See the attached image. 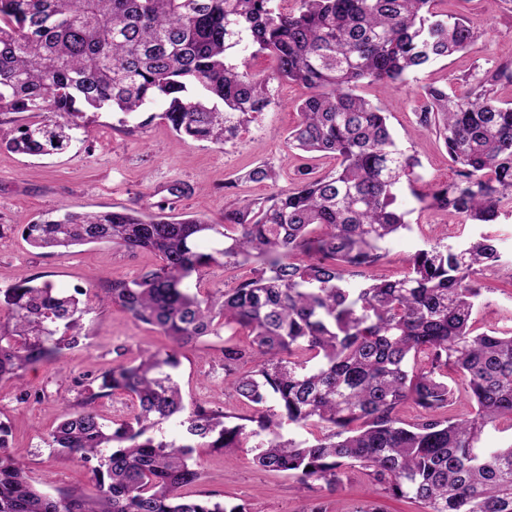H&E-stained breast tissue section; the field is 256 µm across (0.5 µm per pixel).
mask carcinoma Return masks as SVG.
<instances>
[{"instance_id":"carcinoma-1","label":"carcinoma","mask_w":512,"mask_h":512,"mask_svg":"<svg viewBox=\"0 0 512 512\" xmlns=\"http://www.w3.org/2000/svg\"><path fill=\"white\" fill-rule=\"evenodd\" d=\"M286 2L0 0V114L33 118L8 132L14 152L64 151L89 112H119L125 123L158 107L177 134L222 147L280 105L271 85L286 81L309 90L289 148L336 161L322 176L301 167L285 186L275 169L253 167L243 178L269 181L273 192L224 211L222 224L174 216L161 201L147 214L66 209L23 225L35 248L110 244L149 252L159 265L95 293L34 277L1 288L0 378L20 379L76 342L92 310L83 295L120 305L172 346L98 373V391L50 434L52 451L92 465L88 489L36 488L0 421V512H248L182 493L200 478L189 465L198 449L247 446L260 468L330 490L360 467L372 492L422 512H512V443L478 447L487 427L512 428V329L483 331L476 318L491 291L483 272L503 262L496 239L436 242L400 278L351 281L410 229L405 191L420 210L449 208L461 224L512 213V103L496 95L512 83V64L473 69L463 96L424 87L414 133L434 134L456 170L452 182L433 184L365 89L396 88L430 62L468 52L481 30L439 8L444 0ZM261 53L276 61L266 74L250 68ZM212 264H253L255 276L202 288L198 275ZM236 326L250 340L224 344V382L252 413L186 408L181 349ZM450 370L465 384L467 417L453 413ZM118 389L137 411L108 423L96 403ZM407 404L419 409L412 421L400 415ZM286 426L302 436L284 435Z\"/></svg>"}]
</instances>
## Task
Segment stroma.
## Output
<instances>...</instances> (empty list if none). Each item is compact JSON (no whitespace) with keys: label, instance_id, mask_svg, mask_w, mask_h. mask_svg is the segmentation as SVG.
<instances>
[{"label":"stroma","instance_id":"1","mask_svg":"<svg viewBox=\"0 0 512 512\" xmlns=\"http://www.w3.org/2000/svg\"><path fill=\"white\" fill-rule=\"evenodd\" d=\"M448 9L483 25L485 37L469 53L428 64L400 89L368 92L389 112L399 144L420 159L426 179L436 183L455 177L446 152L433 134L406 136L415 110L424 104L423 87L445 84L461 95L466 91L464 77L473 68L512 61V0H500L492 9L484 0H450ZM273 93L279 107L259 116L221 148L180 138L158 118L131 129L109 112L92 117L86 133L59 154L27 157L0 147V288L22 276H36L69 291L91 285L103 288L109 281L130 280L158 265L151 253H131L109 244L63 253L30 247L21 237L20 225L57 210L92 212L125 206L149 212L155 203L169 198V188L176 185L183 194L174 199V212L200 215L219 224L225 210L235 207L239 199L268 196V183L242 182L239 174L264 163L290 176L304 163L289 151L287 137L300 119L296 105L307 91L282 82L274 85ZM403 204L411 228L391 240L387 257L372 269L374 275L401 277L416 250L433 243L443 231L459 228L452 212L416 213L417 203L408 195ZM486 230L497 236L505 263L478 318L485 329L512 326V215L500 216ZM83 323L78 344L60 357L29 369L22 379H0V419L13 425L11 451L26 464L33 483H48L53 490L87 486L90 477L88 466L51 452L45 444L62 419L65 402H79L100 370L129 361L140 350L169 345L158 329L134 321L112 303L94 306ZM223 346L222 340L208 337L186 349L179 374L182 392L186 402L243 415L246 406L224 385ZM192 464L200 478L188 486L189 495L213 494L244 504L250 512H305L317 497L327 502L329 512H356L369 501L380 512H421L410 501L370 495V480L358 468L330 494L319 483H303L259 468L246 448H202Z\"/></svg>","mask_w":512,"mask_h":512}]
</instances>
